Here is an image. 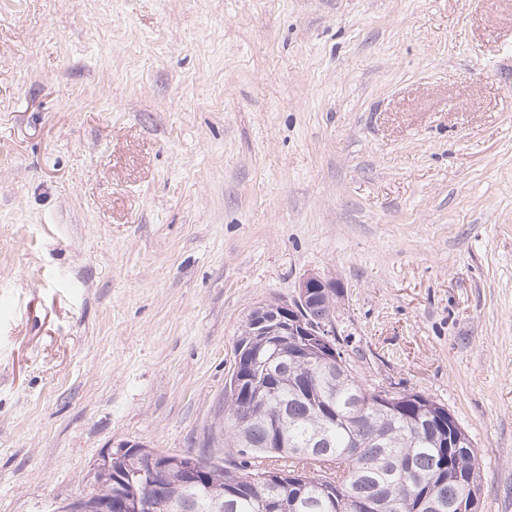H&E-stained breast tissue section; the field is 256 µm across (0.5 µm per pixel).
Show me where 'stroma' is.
Here are the masks:
<instances>
[{
  "label": "stroma",
  "instance_id": "1",
  "mask_svg": "<svg viewBox=\"0 0 512 512\" xmlns=\"http://www.w3.org/2000/svg\"><path fill=\"white\" fill-rule=\"evenodd\" d=\"M507 57L512 0H0V512L124 442L238 463L235 334L307 273L512 512Z\"/></svg>",
  "mask_w": 512,
  "mask_h": 512
}]
</instances>
